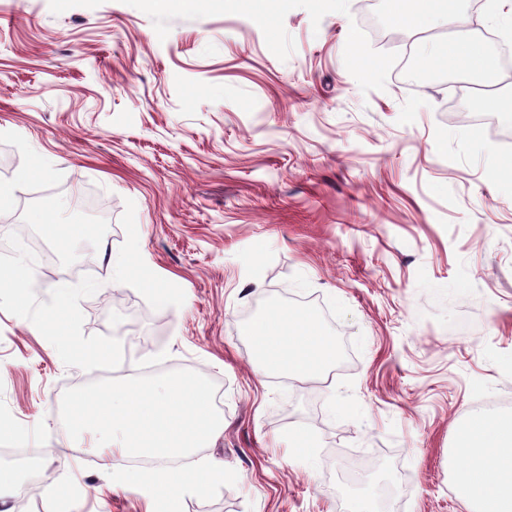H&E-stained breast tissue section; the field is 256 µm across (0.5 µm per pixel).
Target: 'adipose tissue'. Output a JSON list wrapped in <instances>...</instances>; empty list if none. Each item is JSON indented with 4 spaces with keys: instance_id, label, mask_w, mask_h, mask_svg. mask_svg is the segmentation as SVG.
Masks as SVG:
<instances>
[{
    "instance_id": "ef3b65f1",
    "label": "adipose tissue",
    "mask_w": 512,
    "mask_h": 512,
    "mask_svg": "<svg viewBox=\"0 0 512 512\" xmlns=\"http://www.w3.org/2000/svg\"><path fill=\"white\" fill-rule=\"evenodd\" d=\"M459 0H391L399 24L431 29L468 24ZM422 69L438 68L496 82L499 63L476 39H443L418 57ZM259 374L282 373L305 381L322 374L336 358V347L316 319L290 308L275 318H258L244 328ZM451 456L457 493L468 512H512V417L467 412L453 428Z\"/></svg>"
}]
</instances>
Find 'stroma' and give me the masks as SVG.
<instances>
[{"instance_id": "1", "label": "stroma", "mask_w": 512, "mask_h": 512, "mask_svg": "<svg viewBox=\"0 0 512 512\" xmlns=\"http://www.w3.org/2000/svg\"><path fill=\"white\" fill-rule=\"evenodd\" d=\"M444 35L387 0H277L269 26L240 0H0V183L43 166L0 222V276L35 282L21 304L0 288V411L28 432L0 450L36 449L47 478L0 512H154L68 436L61 397L179 369L215 382L224 429L199 454L238 475L183 512H352L370 492L380 512H466L453 426L512 416V181L489 172L512 140L467 119L512 80L405 63ZM61 199L58 224L107 213L66 253L29 219ZM282 306L334 338L329 374L256 373L243 328Z\"/></svg>"}]
</instances>
